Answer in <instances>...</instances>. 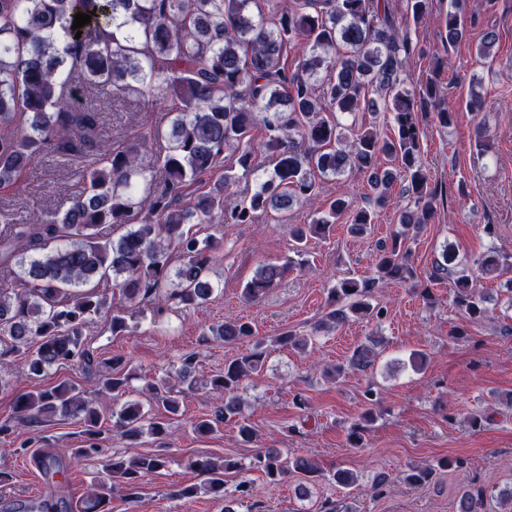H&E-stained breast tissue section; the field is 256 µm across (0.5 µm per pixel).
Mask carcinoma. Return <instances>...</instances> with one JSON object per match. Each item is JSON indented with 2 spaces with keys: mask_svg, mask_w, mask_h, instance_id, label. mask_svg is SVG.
Segmentation results:
<instances>
[{
  "mask_svg": "<svg viewBox=\"0 0 512 512\" xmlns=\"http://www.w3.org/2000/svg\"><path fill=\"white\" fill-rule=\"evenodd\" d=\"M260 2L0 0V187L15 185L45 154L93 160L81 192L64 210L48 221L10 219L0 237V368L22 356L32 381L61 365L78 366L87 379L85 385L61 380L16 395L14 416L0 421V441L19 424L81 422L82 445L38 456L49 479L65 476L76 461L100 460L102 477L79 512H109L116 490L124 492L127 503H138L146 478L168 463L165 453L126 457L101 445L102 395L112 396V426L133 446L143 437L167 438L170 421L182 414L184 395L201 387L222 401L192 423L194 433L214 435L232 423L242 441L254 437L239 391L265 363L263 342L202 379L197 377L198 353L181 355L174 374L146 384L151 401L167 414L160 421L130 398L131 360L121 354L99 359L86 336L104 314L110 315L112 335L124 336L145 304H156L160 315L198 307L213 297L219 290L211 277L215 238L199 237L190 225L254 224L271 210L286 223L297 202L318 196L322 181L354 170L367 174L370 206L352 210L337 198L308 223L289 225L292 256L282 264L261 265L242 288L243 299L255 302L291 268L306 265L308 241L328 235L343 216L352 233L366 234L375 209L399 190L407 199L397 213L400 230L379 245L374 273L344 275L328 288L324 322L339 327L353 319L386 318V308L371 303L376 290L388 281L415 277L406 241L444 206L421 152L425 119L443 128L457 119L440 81L447 55L432 54L420 85L403 77L411 58L424 55L412 30L429 15L431 0H405L401 15L391 0H294L287 10L267 12ZM79 12L90 15L91 22L80 28L77 39L72 26ZM467 35L464 0H449L443 47ZM496 39L495 31L485 32L476 54L491 58ZM299 44L308 53L293 65L288 56ZM98 88L112 89L115 98L129 93L144 101L169 98L173 108L166 123L114 147L106 140L97 105L81 101ZM362 112L370 120H358ZM333 113L352 121L342 124ZM383 113L394 126V136L387 139L376 130ZM258 125L264 137L257 143L253 130ZM150 141L164 146L150 154ZM259 149L274 161L272 171L255 164ZM234 186L241 200L228 204ZM112 226L127 231L114 239L107 233ZM474 264L480 276L512 272V256L495 249ZM447 279L454 282L453 304L465 317L478 321L488 313L491 296L478 287L479 276L450 265L444 252L428 281ZM210 333L231 344L253 338L255 329L234 318ZM273 342L304 351L312 338L285 330ZM378 356L375 341L362 342L347 365L327 366L323 376L334 381L348 367L366 370ZM364 398L363 424L351 426L347 434L354 448L363 446L366 426L374 420L377 393L369 388ZM463 466L458 458H443L411 465L400 479L423 488L440 471ZM188 467L204 482L176 487L171 496L177 500L190 501L202 490L224 503L222 512H239L254 496L248 480L225 491L226 474L243 469L233 458L197 456ZM249 468L273 484L299 476L301 495L307 485L326 478L312 459L290 458L279 448L259 451ZM331 480L349 489L358 475L339 468ZM484 498L482 488H463L457 512H478ZM70 509L62 499H44L19 503L13 512Z\"/></svg>",
  "mask_w": 512,
  "mask_h": 512,
  "instance_id": "cac0c4a2",
  "label": "carcinoma"
}]
</instances>
